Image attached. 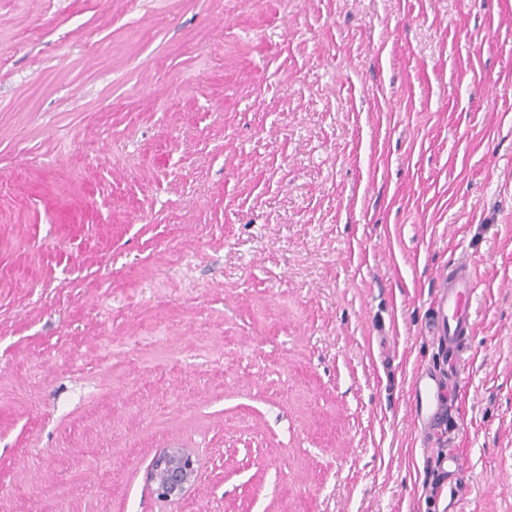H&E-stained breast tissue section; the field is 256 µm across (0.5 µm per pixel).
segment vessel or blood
I'll list each match as a JSON object with an SVG mask.
<instances>
[{"instance_id":"obj_1","label":"vessel or blood","mask_w":512,"mask_h":512,"mask_svg":"<svg viewBox=\"0 0 512 512\" xmlns=\"http://www.w3.org/2000/svg\"><path fill=\"white\" fill-rule=\"evenodd\" d=\"M477 289L472 267L463 262L448 272V282L443 288L435 308V319L441 330L440 341L449 356H457L465 347L468 336L475 328L472 297ZM412 415L416 423L431 429L446 418L443 393L434 372L417 374L411 384ZM435 468L445 487L449 506H456L461 494L459 474L462 465L458 456L448 453L438 455Z\"/></svg>"}]
</instances>
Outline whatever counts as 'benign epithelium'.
I'll return each instance as SVG.
<instances>
[{
	"instance_id": "1",
	"label": "benign epithelium",
	"mask_w": 512,
	"mask_h": 512,
	"mask_svg": "<svg viewBox=\"0 0 512 512\" xmlns=\"http://www.w3.org/2000/svg\"><path fill=\"white\" fill-rule=\"evenodd\" d=\"M198 460L186 449L163 450L154 456L146 479L163 500L179 499L197 482Z\"/></svg>"
}]
</instances>
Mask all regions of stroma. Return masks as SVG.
<instances>
[{
  "label": "stroma",
  "mask_w": 512,
  "mask_h": 512,
  "mask_svg": "<svg viewBox=\"0 0 512 512\" xmlns=\"http://www.w3.org/2000/svg\"><path fill=\"white\" fill-rule=\"evenodd\" d=\"M464 261L441 445L512 512V0H0V512H431ZM477 289L470 263L461 262L448 270V282L436 302L435 319L440 341L448 357L457 356L475 328L472 297ZM412 415L424 428H434L446 419L443 393L434 372L417 374L411 384ZM198 460L186 449L163 450L154 456L146 479L163 500L179 499L197 482Z\"/></svg>",
  "instance_id": "stroma-1"
}]
</instances>
